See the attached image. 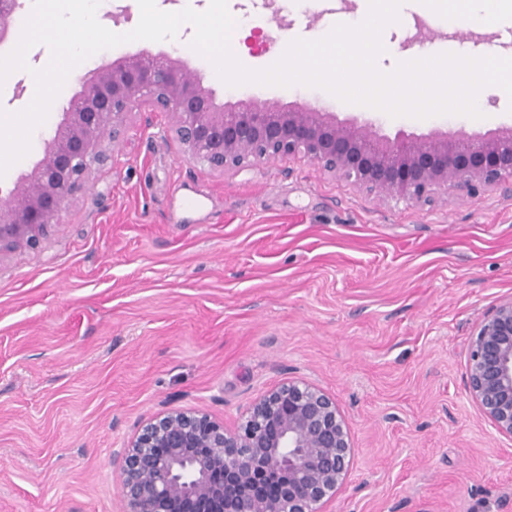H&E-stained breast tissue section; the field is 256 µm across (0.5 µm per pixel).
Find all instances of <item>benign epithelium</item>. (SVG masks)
Masks as SVG:
<instances>
[{
  "label": "benign epithelium",
  "mask_w": 512,
  "mask_h": 512,
  "mask_svg": "<svg viewBox=\"0 0 512 512\" xmlns=\"http://www.w3.org/2000/svg\"><path fill=\"white\" fill-rule=\"evenodd\" d=\"M17 7L18 0H0V42L11 35ZM144 107L171 114L184 152L220 173L302 156L359 189L415 204L445 201L450 188L475 193L512 183V127L450 138L386 133L311 106H218L179 60L140 51L75 92L42 158L0 207V242L35 245L91 167L108 160L105 140H118L129 114ZM467 385L491 426L512 440V297L474 329ZM351 456L335 398L291 378L231 427L204 409L173 408L112 452L125 512H324Z\"/></svg>",
  "instance_id": "1"
}]
</instances>
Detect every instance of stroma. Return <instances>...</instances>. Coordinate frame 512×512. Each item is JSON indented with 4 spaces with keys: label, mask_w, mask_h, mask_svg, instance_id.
<instances>
[{
    "label": "stroma",
    "mask_w": 512,
    "mask_h": 512,
    "mask_svg": "<svg viewBox=\"0 0 512 512\" xmlns=\"http://www.w3.org/2000/svg\"><path fill=\"white\" fill-rule=\"evenodd\" d=\"M292 37L329 15L353 24L368 0H278ZM244 15L236 55L251 68L285 49L268 0ZM380 66L455 37L445 0H405ZM182 43L135 41L83 62L71 90L140 50L187 70ZM254 99L355 116L386 132L512 127V99L479 95L482 119L392 118L304 86L226 87ZM166 112L132 113L33 247L0 249V512H123L112 451L141 421L202 408L234 425L286 378L333 396L353 451L327 512H512V440L467 387L472 330L512 297V192L449 190L435 205L367 193L301 157L217 173L189 159Z\"/></svg>",
    "instance_id": "35a3bbf8"
}]
</instances>
